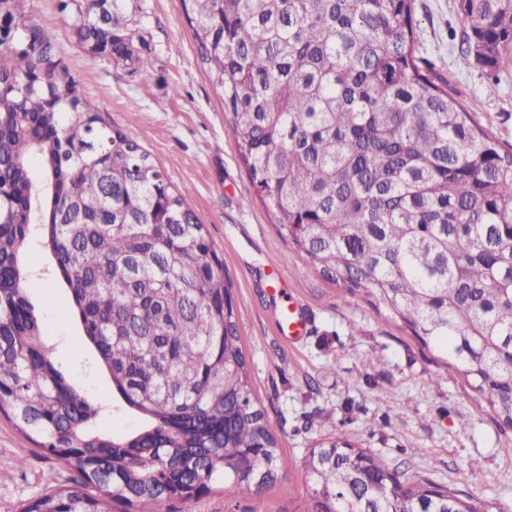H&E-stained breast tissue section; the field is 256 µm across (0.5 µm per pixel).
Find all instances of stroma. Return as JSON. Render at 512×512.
<instances>
[{
	"label": "stroma",
	"mask_w": 512,
	"mask_h": 512,
	"mask_svg": "<svg viewBox=\"0 0 512 512\" xmlns=\"http://www.w3.org/2000/svg\"><path fill=\"white\" fill-rule=\"evenodd\" d=\"M124 5L134 45L155 59L153 69L79 47L74 13L61 10L60 0H27L25 7L102 119L137 140L174 185L190 189L232 283L252 394L286 465L273 485L246 487L231 499L213 485L194 512H251L258 503L266 512H306L303 460L319 440L336 435L371 449L390 467L475 496L481 512H512V428L498 419L487 394L444 365L401 321L307 270L256 195L181 0ZM415 18L433 75L475 121L512 144V69L502 74L497 95H487L483 77L460 63L451 39L463 25L453 0H415ZM272 259L282 266L276 278L268 268ZM28 264L27 294L42 322L45 350L98 407L95 429L111 435L139 429L143 418L113 392L52 255L32 246ZM289 302L307 322L294 343L277 325L279 309ZM73 475L0 419V512H19Z\"/></svg>",
	"instance_id": "1"
}]
</instances>
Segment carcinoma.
Listing matches in <instances>:
<instances>
[{
    "mask_svg": "<svg viewBox=\"0 0 512 512\" xmlns=\"http://www.w3.org/2000/svg\"><path fill=\"white\" fill-rule=\"evenodd\" d=\"M25 0H0V416L73 467L21 512H193L283 468L251 398L230 284L190 203L104 124ZM415 0H182L265 208L308 267L406 324L512 427V147L429 75ZM75 4L78 42L142 69L124 0ZM459 58L488 95L512 61V0H454ZM40 164L34 178L32 160ZM51 249L127 406L128 438L44 353L21 252ZM303 467L309 512H479L475 500L330 437Z\"/></svg>",
    "mask_w": 512,
    "mask_h": 512,
    "instance_id": "carcinoma-1",
    "label": "carcinoma"
}]
</instances>
